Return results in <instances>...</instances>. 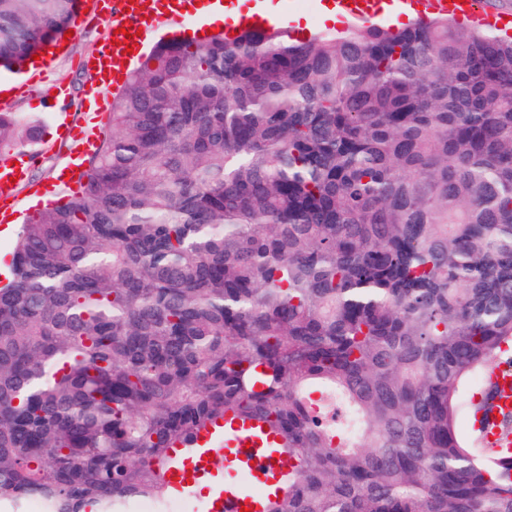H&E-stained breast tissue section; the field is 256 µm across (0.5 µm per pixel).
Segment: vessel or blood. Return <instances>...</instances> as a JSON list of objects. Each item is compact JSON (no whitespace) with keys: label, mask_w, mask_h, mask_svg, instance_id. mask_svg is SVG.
<instances>
[{"label":"vessel or blood","mask_w":512,"mask_h":512,"mask_svg":"<svg viewBox=\"0 0 512 512\" xmlns=\"http://www.w3.org/2000/svg\"><path fill=\"white\" fill-rule=\"evenodd\" d=\"M111 5L106 20L115 30L113 44L107 45L98 60L97 83L90 89L87 102L94 110L93 123L80 128L67 127L75 150L87 153L96 146V126L106 122L105 90L121 86L133 66L134 57L126 53L125 37L145 44L158 38L199 42L208 31H223L226 39H235L246 30L274 32L293 30L292 10L285 0H272L271 7L240 8L234 0H97ZM313 12L335 11L338 16L356 22L398 13L452 14L491 27L505 24L502 14L487 12L478 0H310ZM28 162L24 151L0 152V222H8L15 208L14 178L25 175ZM494 413L478 423L484 442L494 451L512 452V432L502 422L512 418V366L503 364L489 374ZM233 439H225L223 429L202 430L196 443L182 446L174 454L176 464L168 472L174 495L195 486L204 512H265L274 481L288 471L287 456L264 447V430L252 424H235Z\"/></svg>","instance_id":"b4317fda"}]
</instances>
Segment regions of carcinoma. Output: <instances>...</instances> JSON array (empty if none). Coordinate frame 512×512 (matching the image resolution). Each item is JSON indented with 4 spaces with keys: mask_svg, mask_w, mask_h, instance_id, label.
I'll use <instances>...</instances> for the list:
<instances>
[{
    "mask_svg": "<svg viewBox=\"0 0 512 512\" xmlns=\"http://www.w3.org/2000/svg\"><path fill=\"white\" fill-rule=\"evenodd\" d=\"M79 0H0L21 72ZM40 116L0 112V149ZM0 286V512L170 499L175 447L253 421L266 512H512L457 428L512 344V37L446 16L161 42Z\"/></svg>",
    "mask_w": 512,
    "mask_h": 512,
    "instance_id": "cac0c4a2",
    "label": "carcinoma"
}]
</instances>
